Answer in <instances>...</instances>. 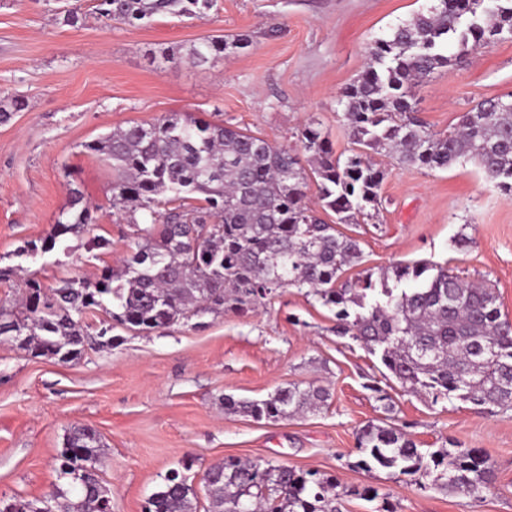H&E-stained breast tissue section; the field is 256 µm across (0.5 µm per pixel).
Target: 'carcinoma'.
Returning <instances> with one entry per match:
<instances>
[{"mask_svg":"<svg viewBox=\"0 0 512 512\" xmlns=\"http://www.w3.org/2000/svg\"><path fill=\"white\" fill-rule=\"evenodd\" d=\"M215 2L98 0L97 10L109 21L139 25L156 16H197ZM498 39H512V0H434L375 41L366 69L338 99L349 136L362 148L346 157L334 154L315 121L301 131L305 166L297 153L259 136L180 112L130 123L85 145L112 165V208L136 228L135 249L120 269L104 265L92 280L68 277L53 286L25 280L16 305L0 303V336H18L19 348L68 363L84 350L85 319L93 311L148 333L226 310L244 313L294 287L336 309L337 335L360 342L401 386L435 402L512 409V324L501 320L495 293L424 261L395 262L342 283L345 269L361 261L359 242L305 202L312 175L321 207L338 223L368 214L387 176L368 154L382 152L428 170L474 159L512 195V109L482 101L461 117L457 132L442 136L416 115L414 99L435 73ZM450 41L458 46L451 55ZM248 46L245 35L205 37L166 60L200 66ZM139 214L150 223L138 224ZM96 221L83 193L71 188L69 207L51 233L23 252L49 253ZM390 279L407 287L398 293L385 287L367 301L375 281ZM329 399L325 387L294 384L263 400L226 395L224 412L276 421L316 411ZM100 448L96 431L72 427L51 494L0 499V512H112L99 476ZM356 448V467L388 469L422 490L478 500L495 479L483 451L421 448L394 424L362 426ZM202 481L209 512H341L347 495L333 476L234 457L210 467ZM197 500L193 482L174 472L150 497L148 512H197Z\"/></svg>","mask_w":512,"mask_h":512,"instance_id":"carcinoma-1","label":"carcinoma"}]
</instances>
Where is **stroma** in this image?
Listing matches in <instances>:
<instances>
[{"mask_svg":"<svg viewBox=\"0 0 512 512\" xmlns=\"http://www.w3.org/2000/svg\"><path fill=\"white\" fill-rule=\"evenodd\" d=\"M95 0L83 18L64 24L55 0H0V98L23 100L0 123V300L17 280L47 285L94 277L136 241L135 229L111 205V166L84 146L132 122L189 112L229 123L271 144L300 151V132L315 120L335 154L354 143L338 98L368 62V50L428 0H218L199 17L158 16L129 26L100 19ZM244 34L249 48L195 66L167 63L169 47L190 48L207 36ZM512 93V39L476 48L417 91L418 114L440 134L454 133L478 101ZM374 217L341 225L359 240L364 270L394 262L448 264L467 281L493 288L512 321V196L473 161L445 170L402 167L388 156ZM75 185L97 206L95 235L109 249L90 253L87 237L68 236L51 253L23 255L28 241L49 235ZM382 366L358 342L336 333L333 310L297 288L255 309L178 323L150 334L122 325L110 343L89 340L64 364L0 343V498H41L56 481L64 436L74 425L100 434L101 478L112 512H144L173 470L194 484L224 458L286 464L338 476L354 488L342 512H376L358 497L372 486L395 512H512V410L433 402L383 380ZM380 383L393 403L385 413L371 391ZM321 385L331 398L320 412L255 420L224 410V398L259 400L290 384ZM392 417L423 448L456 443L487 453L496 481L476 501L460 493L420 490L385 469H356V431Z\"/></svg>","mask_w":512,"mask_h":512,"instance_id":"35a3bbf8","label":"stroma"}]
</instances>
